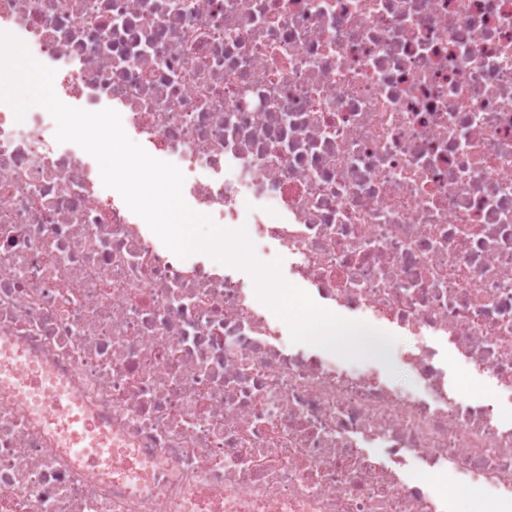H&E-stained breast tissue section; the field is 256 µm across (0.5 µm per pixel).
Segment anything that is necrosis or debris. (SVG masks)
Wrapping results in <instances>:
<instances>
[{
	"mask_svg": "<svg viewBox=\"0 0 512 512\" xmlns=\"http://www.w3.org/2000/svg\"><path fill=\"white\" fill-rule=\"evenodd\" d=\"M0 32L178 166L193 210L232 225L274 200L255 245L409 336L423 389L291 346L49 113L0 103V343L119 451L85 468L0 384V512H452L449 470L512 499V0H0ZM452 361L494 397L449 386Z\"/></svg>",
	"mask_w": 512,
	"mask_h": 512,
	"instance_id": "4bbe7bcc",
	"label": "necrosis or debris"
}]
</instances>
